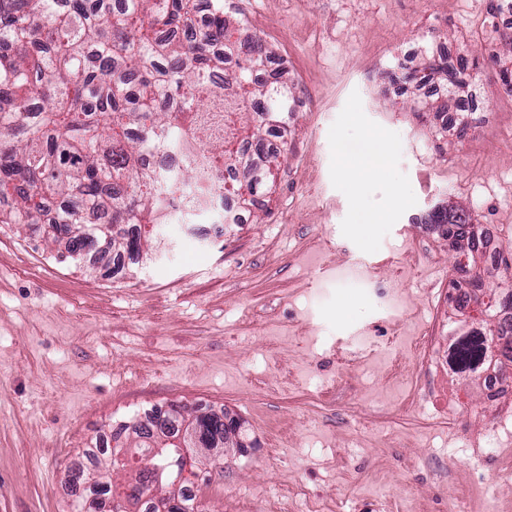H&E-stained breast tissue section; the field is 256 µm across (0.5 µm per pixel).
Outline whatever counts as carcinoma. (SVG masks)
<instances>
[{
  "label": "carcinoma",
  "instance_id": "1",
  "mask_svg": "<svg viewBox=\"0 0 512 512\" xmlns=\"http://www.w3.org/2000/svg\"><path fill=\"white\" fill-rule=\"evenodd\" d=\"M1 45L8 50L0 52V224L25 226L61 253L77 252L93 231L88 214L103 211L111 216V247L95 259L138 255L160 232L155 223L142 238L148 216L175 210L188 217L211 189L234 203L224 208V223L235 224L236 211L256 204L287 144L291 87L265 74L272 51L261 39L234 36L224 0H131L118 10L112 0H0ZM467 69L463 57L433 58L405 80L417 88L443 83L446 93L427 108L458 112ZM430 223L448 226L454 253H477L467 263L482 271L473 287L501 288L512 300V277L486 264L485 236L470 211L444 206ZM468 303L458 300L450 324L457 364L489 365L493 343L512 362V337L501 326L469 340ZM187 420L196 448H222L230 438L244 445L222 412H147L120 426L133 436L127 447L111 446V434L84 450L93 466L78 469L73 483H90L97 497L76 502L74 512H124L97 453L164 463L177 455ZM132 482L127 505L138 512H201L182 485L159 496L139 476Z\"/></svg>",
  "mask_w": 512,
  "mask_h": 512
}]
</instances>
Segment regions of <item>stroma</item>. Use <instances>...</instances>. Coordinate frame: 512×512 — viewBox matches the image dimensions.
Listing matches in <instances>:
<instances>
[{
	"instance_id": "obj_1",
	"label": "stroma",
	"mask_w": 512,
	"mask_h": 512,
	"mask_svg": "<svg viewBox=\"0 0 512 512\" xmlns=\"http://www.w3.org/2000/svg\"><path fill=\"white\" fill-rule=\"evenodd\" d=\"M276 52L292 87L288 147L265 204L216 235L161 226L167 249L120 269L75 264L17 224H0V512H72L68 481L108 427L154 406L209 407L240 420L250 448L196 465L204 512H486L512 508V396L449 370L456 265L414 215L454 201L498 232L512 264V64L490 0H224ZM474 63L449 137L405 74L436 53ZM376 136L378 174L346 177L342 141ZM427 237L431 261L394 277ZM425 336L403 351L422 385L460 405L434 421L378 349L379 325Z\"/></svg>"
}]
</instances>
